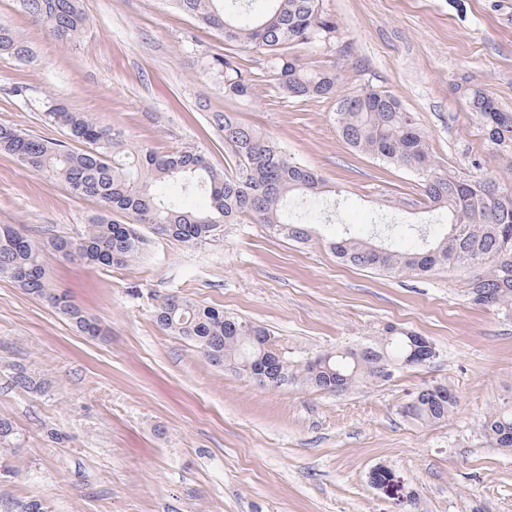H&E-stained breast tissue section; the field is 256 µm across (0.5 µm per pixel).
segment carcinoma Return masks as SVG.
<instances>
[{"instance_id": "carcinoma-1", "label": "carcinoma", "mask_w": 512, "mask_h": 512, "mask_svg": "<svg viewBox=\"0 0 512 512\" xmlns=\"http://www.w3.org/2000/svg\"><path fill=\"white\" fill-rule=\"evenodd\" d=\"M173 2L182 13L220 31L224 42L267 54L287 97L336 99V126L352 151L417 174L423 182L424 204L447 213L446 226L431 237L416 225L400 226V233L414 243L411 249H391L371 238L347 236L329 243L337 259L393 275H424L438 266L474 269L476 273L467 281L469 300L512 315V189L491 178L465 180L449 175L431 155L415 117L403 110L389 91L340 95L336 67L311 65L290 54L291 46L334 38L336 23L325 12L323 0H248L244 14L236 0ZM20 3L59 40L80 38L86 18L78 0ZM0 54L19 61L30 58L28 46L15 31L2 25ZM211 69L223 78L225 95H253V79L237 53L211 56ZM465 94L494 149L512 153V111L502 109L481 88H469ZM45 117L81 147L72 149L0 124V152L15 156L29 170L62 182L77 197L98 200L103 214L85 225L78 236H55L45 245L14 224H0V277L48 301L88 336L99 335L100 327L66 295L47 287L44 247L68 259L123 266L138 256L142 238L129 225L112 220L114 213L190 244L214 241L224 234V225L247 219L276 235L300 241L308 238L304 222L294 219L291 209L302 207L303 196L317 199L323 192L322 177L271 138L227 115L217 123L235 159L231 175L215 169L196 150L159 155L133 149L122 131L100 124L86 112L71 111L52 98L46 100ZM191 193L207 195L209 208L187 209L183 197ZM156 321L163 330L193 341L209 362L245 373L265 365L263 356L272 343L269 332L260 325L177 296L162 302ZM416 348L421 345L412 335L391 327L380 341L329 353L320 357L316 366L307 360H293L283 351L277 352L274 363L286 385L339 392L382 378L381 364L399 367ZM456 407V395L436 385L404 403L401 413L428 425L445 420ZM482 429L497 445L512 447V405L488 412Z\"/></svg>"}]
</instances>
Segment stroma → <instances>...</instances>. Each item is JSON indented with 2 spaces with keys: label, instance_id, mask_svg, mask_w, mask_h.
Returning a JSON list of instances; mask_svg holds the SVG:
<instances>
[{
  "label": "stroma",
  "instance_id": "stroma-1",
  "mask_svg": "<svg viewBox=\"0 0 512 512\" xmlns=\"http://www.w3.org/2000/svg\"><path fill=\"white\" fill-rule=\"evenodd\" d=\"M329 44L299 47L338 68L339 94L386 90L424 130L438 164L461 179L512 180L470 112L481 87L512 109V0H323ZM74 44L0 0V24L32 51L0 54V123L48 139L53 98L160 154L193 148L219 170L234 162L215 118L228 114L274 139L325 182L310 238L228 224L191 245L135 230L122 267L46 253L51 288L66 292L105 334L92 338L46 301L0 278V416L17 431L0 453V512L41 498L47 512H512V450L485 435L490 408L512 402V317L470 303L469 274L391 275L341 264L327 242L375 224H443L412 172L353 153L332 99L286 97L266 54L240 53L255 93L227 97L209 67L220 32L170 0H79ZM26 87L23 98L9 87ZM101 211L61 183L0 154V224L33 239L77 235ZM177 295L267 328L295 359L378 341L393 326L433 341L430 364L339 393L268 389L208 363L157 325ZM39 382L21 389L13 370ZM456 393L447 420L421 425L400 407L423 388Z\"/></svg>",
  "mask_w": 512,
  "mask_h": 512
}]
</instances>
